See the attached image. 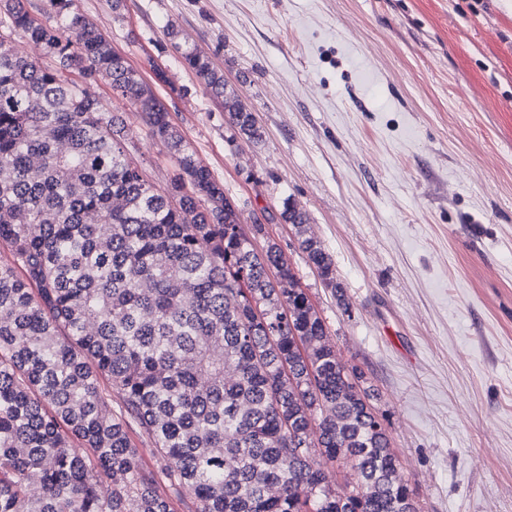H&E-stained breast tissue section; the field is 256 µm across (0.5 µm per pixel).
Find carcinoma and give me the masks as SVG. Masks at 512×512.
Returning <instances> with one entry per match:
<instances>
[{
    "instance_id": "carcinoma-1",
    "label": "carcinoma",
    "mask_w": 512,
    "mask_h": 512,
    "mask_svg": "<svg viewBox=\"0 0 512 512\" xmlns=\"http://www.w3.org/2000/svg\"><path fill=\"white\" fill-rule=\"evenodd\" d=\"M26 2L0 0V512H420L375 390L265 225L244 227L75 0H44L49 25ZM166 36L239 135L261 140L212 59L175 27ZM100 81L174 159L168 194L130 157ZM280 219L345 305L305 214L286 198Z\"/></svg>"
}]
</instances>
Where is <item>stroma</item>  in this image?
Segmentation results:
<instances>
[{"mask_svg": "<svg viewBox=\"0 0 512 512\" xmlns=\"http://www.w3.org/2000/svg\"><path fill=\"white\" fill-rule=\"evenodd\" d=\"M282 248L375 407L422 512H512V0H77ZM207 53L251 142L170 46ZM162 69L166 82L156 81ZM126 145L175 171L139 113ZM304 211L338 304L279 219Z\"/></svg>", "mask_w": 512, "mask_h": 512, "instance_id": "1", "label": "stroma"}]
</instances>
